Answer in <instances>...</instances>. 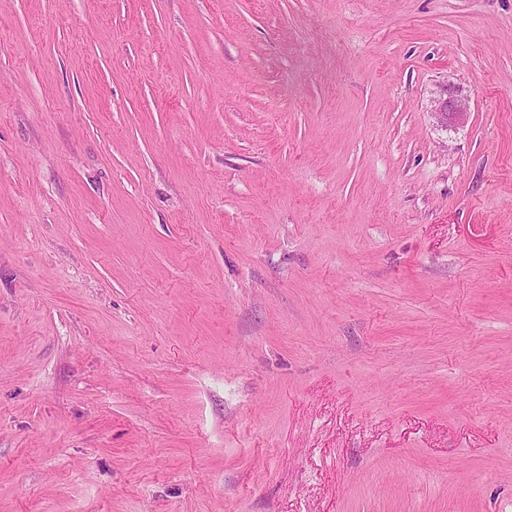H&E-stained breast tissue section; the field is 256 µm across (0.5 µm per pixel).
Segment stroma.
Wrapping results in <instances>:
<instances>
[{"label": "stroma", "mask_w": 512, "mask_h": 512, "mask_svg": "<svg viewBox=\"0 0 512 512\" xmlns=\"http://www.w3.org/2000/svg\"><path fill=\"white\" fill-rule=\"evenodd\" d=\"M0 512H512V0H0ZM468 106L466 100L454 91L439 98L435 103L434 114L442 125L448 126V119L457 123L462 122L467 115Z\"/></svg>", "instance_id": "stroma-1"}]
</instances>
